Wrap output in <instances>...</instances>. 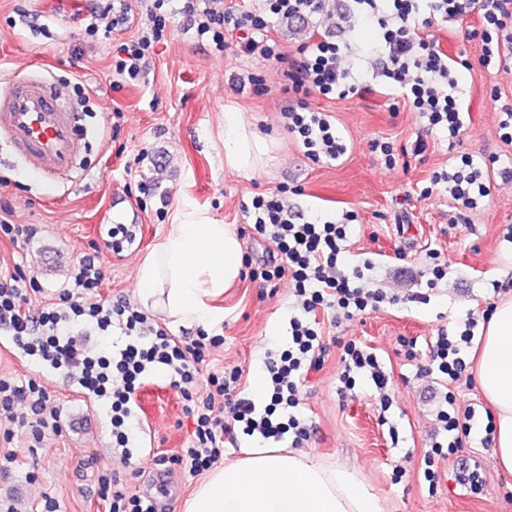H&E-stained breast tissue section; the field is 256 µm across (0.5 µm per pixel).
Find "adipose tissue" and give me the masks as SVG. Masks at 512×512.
Here are the masks:
<instances>
[{"instance_id": "1", "label": "adipose tissue", "mask_w": 512, "mask_h": 512, "mask_svg": "<svg viewBox=\"0 0 512 512\" xmlns=\"http://www.w3.org/2000/svg\"><path fill=\"white\" fill-rule=\"evenodd\" d=\"M272 141L240 113L224 115V163L253 175ZM244 247L233 225L218 223L191 199L177 207L169 230L136 268L143 308L173 326L219 328L216 301L243 271ZM474 373L491 406L494 455L512 473V296L496 302L474 356ZM183 512H386L352 469L284 448H266L215 467L185 501Z\"/></svg>"}]
</instances>
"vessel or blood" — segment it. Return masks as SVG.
Here are the masks:
<instances>
[{"label":"vessel or blood","mask_w":512,"mask_h":512,"mask_svg":"<svg viewBox=\"0 0 512 512\" xmlns=\"http://www.w3.org/2000/svg\"><path fill=\"white\" fill-rule=\"evenodd\" d=\"M84 139L69 98L35 66L0 94V141L42 180L71 177L81 164ZM132 210L126 198L113 194L103 220L131 223Z\"/></svg>","instance_id":"vessel-or-blood-1"}]
</instances>
